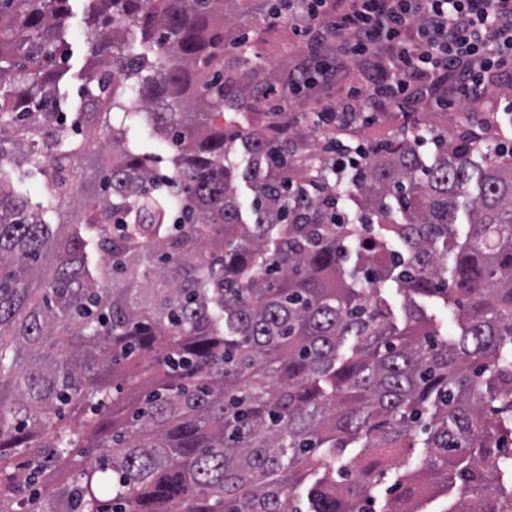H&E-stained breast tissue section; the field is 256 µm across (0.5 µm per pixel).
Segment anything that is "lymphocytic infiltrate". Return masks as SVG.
<instances>
[{
	"label": "lymphocytic infiltrate",
	"mask_w": 512,
	"mask_h": 512,
	"mask_svg": "<svg viewBox=\"0 0 512 512\" xmlns=\"http://www.w3.org/2000/svg\"><path fill=\"white\" fill-rule=\"evenodd\" d=\"M334 12L331 0H288L296 34L316 44L339 43L347 59L370 61L375 75L339 104H324L315 123L351 129L373 123L388 102L433 97L454 109L484 97L503 73L512 74V0H346ZM336 66L327 59L301 63L287 92L268 88L276 112L286 98L328 82Z\"/></svg>",
	"instance_id": "obj_1"
}]
</instances>
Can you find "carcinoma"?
<instances>
[{"label": "carcinoma", "mask_w": 512, "mask_h": 512, "mask_svg": "<svg viewBox=\"0 0 512 512\" xmlns=\"http://www.w3.org/2000/svg\"><path fill=\"white\" fill-rule=\"evenodd\" d=\"M224 2L89 0L74 75L70 0H0V512H375L387 478L384 512L453 486L442 512H512V147L436 130L427 164L403 129L355 180L364 224L332 222L303 118L224 130L254 69L239 44L225 85ZM132 116L174 147L166 171ZM416 296L455 310L459 340ZM92 443L107 454L77 459ZM87 3L84 0H74L72 2V11L66 21L69 35L67 37L68 47L67 56L72 72H78L84 66L89 56V48L85 43L83 31V10Z\"/></svg>", "instance_id": "obj_1"}]
</instances>
